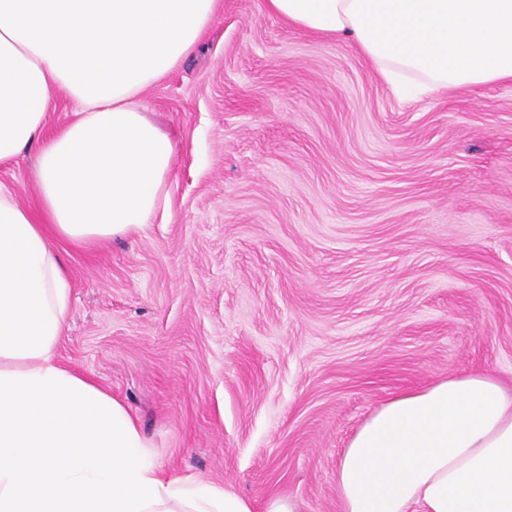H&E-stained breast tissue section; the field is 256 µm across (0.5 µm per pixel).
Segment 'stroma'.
I'll list each match as a JSON object with an SVG mask.
<instances>
[{
    "label": "stroma",
    "mask_w": 512,
    "mask_h": 512,
    "mask_svg": "<svg viewBox=\"0 0 512 512\" xmlns=\"http://www.w3.org/2000/svg\"><path fill=\"white\" fill-rule=\"evenodd\" d=\"M142 101L171 218L63 249L57 352L164 470L340 512L342 450L391 393L512 388V83L401 99L349 42L218 0Z\"/></svg>",
    "instance_id": "35a3bbf8"
}]
</instances>
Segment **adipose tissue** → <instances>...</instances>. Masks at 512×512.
<instances>
[{
	"label": "adipose tissue",
	"instance_id": "obj_1",
	"mask_svg": "<svg viewBox=\"0 0 512 512\" xmlns=\"http://www.w3.org/2000/svg\"><path fill=\"white\" fill-rule=\"evenodd\" d=\"M351 40L393 92L512 82V0H266ZM217 0H0V166L34 151L37 207L0 185V512H254L158 465L128 408L60 362L89 249L168 213L175 148L141 96L197 49ZM75 104L56 132L54 97ZM340 512H512V390L489 371L391 394L336 468Z\"/></svg>",
	"mask_w": 512,
	"mask_h": 512
}]
</instances>
